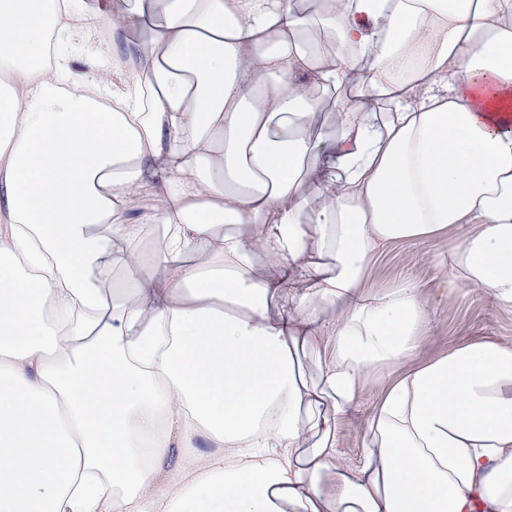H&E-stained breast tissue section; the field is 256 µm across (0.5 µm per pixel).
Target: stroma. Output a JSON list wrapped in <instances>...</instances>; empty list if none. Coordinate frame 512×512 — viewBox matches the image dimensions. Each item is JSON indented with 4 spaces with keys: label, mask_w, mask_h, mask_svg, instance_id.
<instances>
[{
    "label": "stroma",
    "mask_w": 512,
    "mask_h": 512,
    "mask_svg": "<svg viewBox=\"0 0 512 512\" xmlns=\"http://www.w3.org/2000/svg\"><path fill=\"white\" fill-rule=\"evenodd\" d=\"M447 243L448 238L443 235L424 242L387 246L369 262L363 279L365 289L380 290L401 280L422 287L427 325L420 341L421 360L445 356L455 347L472 341L492 340L511 348L512 306L497 305L479 289L461 283L444 284L429 264L428 255L445 248ZM404 368V363L399 362L382 372L365 373L358 407L339 427V464L347 467L360 464L367 414L379 400L387 381Z\"/></svg>",
    "instance_id": "obj_1"
}]
</instances>
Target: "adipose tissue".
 <instances>
[{
	"label": "adipose tissue",
	"mask_w": 512,
	"mask_h": 512,
	"mask_svg": "<svg viewBox=\"0 0 512 512\" xmlns=\"http://www.w3.org/2000/svg\"><path fill=\"white\" fill-rule=\"evenodd\" d=\"M453 226L512 305V0H0V512H512V350L362 289ZM407 368L406 363L390 365L383 372L367 371L357 410L346 416L339 427L337 462L346 467H357L363 456L365 419L373 405L383 393L386 382Z\"/></svg>",
	"instance_id": "1"
}]
</instances>
